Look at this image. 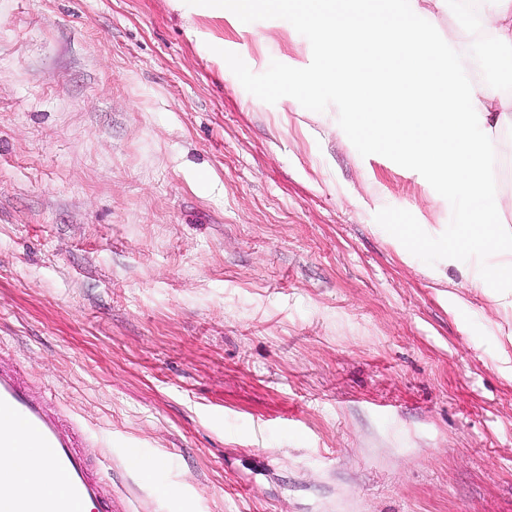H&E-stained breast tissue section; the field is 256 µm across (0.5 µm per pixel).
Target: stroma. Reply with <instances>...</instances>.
I'll return each instance as SVG.
<instances>
[{"label": "stroma", "instance_id": "35a3bbf8", "mask_svg": "<svg viewBox=\"0 0 512 512\" xmlns=\"http://www.w3.org/2000/svg\"><path fill=\"white\" fill-rule=\"evenodd\" d=\"M215 40L307 59L282 19L0 0V349L128 512H512V311L375 220L449 203Z\"/></svg>", "mask_w": 512, "mask_h": 512}]
</instances>
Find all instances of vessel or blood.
Masks as SVG:
<instances>
[{
	"label": "vessel or blood",
	"mask_w": 512,
	"mask_h": 512,
	"mask_svg": "<svg viewBox=\"0 0 512 512\" xmlns=\"http://www.w3.org/2000/svg\"><path fill=\"white\" fill-rule=\"evenodd\" d=\"M85 424L24 376L17 359L0 352V448H37L63 480L60 493L0 496V512H125L112 482L87 452Z\"/></svg>",
	"instance_id": "1"
}]
</instances>
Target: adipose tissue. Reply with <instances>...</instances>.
<instances>
[{
	"instance_id": "obj_1",
	"label": "adipose tissue",
	"mask_w": 512,
	"mask_h": 512,
	"mask_svg": "<svg viewBox=\"0 0 512 512\" xmlns=\"http://www.w3.org/2000/svg\"><path fill=\"white\" fill-rule=\"evenodd\" d=\"M34 448L26 449L25 453H17L12 449L0 448V494L27 490L42 495H54L61 491L62 481L49 467L24 465L23 457H37Z\"/></svg>"
}]
</instances>
